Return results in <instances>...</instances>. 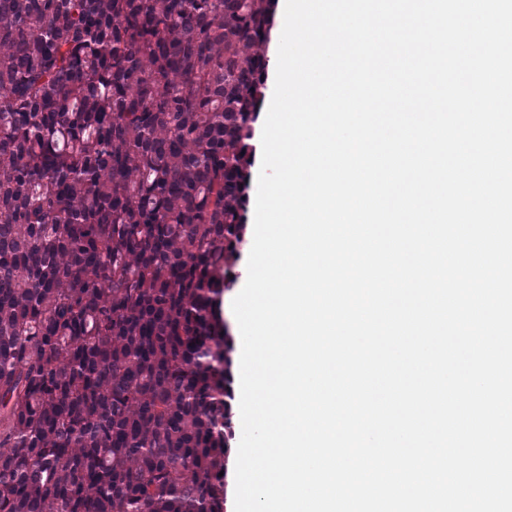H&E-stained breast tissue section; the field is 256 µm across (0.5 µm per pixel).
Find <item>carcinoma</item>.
Listing matches in <instances>:
<instances>
[{
	"label": "carcinoma",
	"mask_w": 512,
	"mask_h": 512,
	"mask_svg": "<svg viewBox=\"0 0 512 512\" xmlns=\"http://www.w3.org/2000/svg\"><path fill=\"white\" fill-rule=\"evenodd\" d=\"M276 10L0 0V512H224Z\"/></svg>",
	"instance_id": "1"
}]
</instances>
